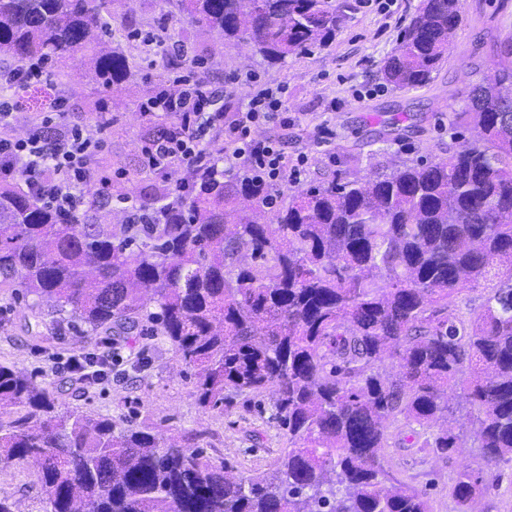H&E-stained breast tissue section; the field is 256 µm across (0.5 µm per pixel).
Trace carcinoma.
<instances>
[{
    "instance_id": "1",
    "label": "carcinoma",
    "mask_w": 512,
    "mask_h": 512,
    "mask_svg": "<svg viewBox=\"0 0 512 512\" xmlns=\"http://www.w3.org/2000/svg\"><path fill=\"white\" fill-rule=\"evenodd\" d=\"M109 0H0V53L19 64L90 53L94 78L131 75L101 11ZM251 44L269 64L330 43L350 0H162ZM462 23L460 0H422L381 79L431 83ZM452 124L479 131L443 158L386 173L338 174L276 200L272 185L222 168L162 189L164 224L119 231L83 210L64 218L20 184L0 185V288L70 308L93 331H131L153 304L163 336L193 371L197 403L274 396L286 448L246 481L203 451L148 427L58 411L32 376L0 364V461L40 458L50 512H431L381 449L461 446L448 429L477 411L484 467L512 465V38ZM491 285L466 321L450 307ZM391 361L395 372L384 367ZM404 422L393 436L386 422ZM485 493L455 473V512Z\"/></svg>"
}]
</instances>
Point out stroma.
Returning a JSON list of instances; mask_svg holds the SVG:
<instances>
[{"instance_id": "obj_1", "label": "stroma", "mask_w": 512, "mask_h": 512, "mask_svg": "<svg viewBox=\"0 0 512 512\" xmlns=\"http://www.w3.org/2000/svg\"><path fill=\"white\" fill-rule=\"evenodd\" d=\"M419 4L420 0H395L386 17L367 0H352L350 17L332 43L270 66L244 46H225L217 32L188 19L163 21L157 0H112L102 16L112 24L113 47L130 57L132 77L121 90L112 91L84 77L81 56L51 64L52 80L40 86L37 96L19 93V118L12 134L24 137L33 123L59 111L68 123L102 129L105 143L82 193L84 200H91L100 177L111 179L112 199L102 207L99 221L116 228L127 217L123 197L133 195L139 203H149L167 184L144 165L141 148L169 121H146L140 105L156 87L168 85L175 72L186 76L201 69L219 89L226 76L247 72L287 85L291 125L258 131L259 136L279 138L289 158L301 152L308 157L300 183H282L285 191L331 180L354 165L366 173L403 160L444 157L462 138L476 135L472 129L459 132L449 115L461 110L477 71L486 70L495 59L498 42L512 37V0H461L463 23L433 81L400 91L383 84L379 69ZM163 31L177 46L176 54L158 55L152 38ZM115 348L121 358L113 362L104 383L84 386L65 366L71 355L102 356ZM0 363L35 377L61 410L106 415L120 427L149 425L192 437L194 446L210 460L227 463L237 477L271 470L285 446L271 393L248 402L236 399L222 411L201 408L190 370L156 323L147 319L119 336L93 332L49 305L35 306L22 289L0 288ZM449 426L467 439L449 456L414 448L384 451L389 470L424 489L433 512H453L450 485L455 472L482 465L480 449L468 440L470 416L455 414ZM484 478L488 490L475 512H512V469L488 471ZM0 494L10 496L20 512L48 508L38 471L27 463L0 468Z\"/></svg>"}]
</instances>
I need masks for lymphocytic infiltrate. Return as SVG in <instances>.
Wrapping results in <instances>:
<instances>
[{"label": "lymphocytic infiltrate", "mask_w": 512, "mask_h": 512, "mask_svg": "<svg viewBox=\"0 0 512 512\" xmlns=\"http://www.w3.org/2000/svg\"><path fill=\"white\" fill-rule=\"evenodd\" d=\"M51 77V71L36 66L0 73V177L23 174L29 192L38 200L60 211L76 212L83 204L88 165L103 145L99 133L61 122L32 126L20 139L8 135L16 120L13 94L28 83L47 82ZM246 83L247 97L231 114L218 109L217 102L220 94L234 93L237 84L233 81L220 93L201 79L176 90H158L141 114L149 121L168 116L172 122L143 146L145 164L166 173L180 165L207 172L221 160L229 169L245 167L275 185L299 179L305 156H298L297 168L289 169L286 155L275 140L253 134L263 125L287 123L285 87L260 82L254 75L247 76ZM216 135L224 138L220 159L209 148Z\"/></svg>", "instance_id": "obj_1"}]
</instances>
